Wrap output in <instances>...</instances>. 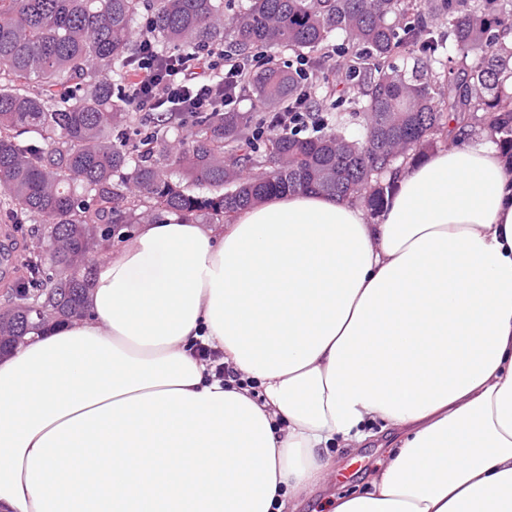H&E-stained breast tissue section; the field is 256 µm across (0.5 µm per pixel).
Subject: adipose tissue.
Masks as SVG:
<instances>
[{"mask_svg":"<svg viewBox=\"0 0 512 512\" xmlns=\"http://www.w3.org/2000/svg\"><path fill=\"white\" fill-rule=\"evenodd\" d=\"M456 135L374 215L286 192L105 250L87 315L0 355V512H294L376 423L333 512H512V165ZM399 439L397 430L368 438L359 448H329L333 460L330 481L315 488L298 504L297 512H331L336 493H352L368 486L383 460Z\"/></svg>","mask_w":512,"mask_h":512,"instance_id":"adipose-tissue-1","label":"adipose tissue"}]
</instances>
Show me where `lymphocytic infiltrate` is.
I'll use <instances>...</instances> for the list:
<instances>
[{
  "mask_svg": "<svg viewBox=\"0 0 512 512\" xmlns=\"http://www.w3.org/2000/svg\"><path fill=\"white\" fill-rule=\"evenodd\" d=\"M141 55L133 63L127 97L133 109L152 112H230L239 100L247 72L266 68V57L248 60L211 53L157 59L148 35L140 37Z\"/></svg>",
  "mask_w": 512,
  "mask_h": 512,
  "instance_id": "f902f5d3",
  "label": "lymphocytic infiltrate"
}]
</instances>
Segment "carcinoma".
I'll return each instance as SVG.
<instances>
[{"label":"carcinoma","mask_w":512,"mask_h":512,"mask_svg":"<svg viewBox=\"0 0 512 512\" xmlns=\"http://www.w3.org/2000/svg\"><path fill=\"white\" fill-rule=\"evenodd\" d=\"M143 0H0V222L43 226L46 251L0 313V347L29 338L26 305L45 324L86 312L85 267L124 224L177 213L211 224L286 191L361 201L378 211L384 179L423 155L443 120L486 131L512 156V0H148L157 53L205 54L232 37L239 55L309 53L332 34L356 87L323 107L317 86L274 63L248 79L256 105L313 113L312 131L269 134L243 112L170 113L130 132L125 98ZM418 52L408 71L396 64ZM358 122L363 134L346 133ZM175 131L173 142L159 138ZM192 185H207L206 194Z\"/></svg>","instance_id":"cac0c4a2"}]
</instances>
